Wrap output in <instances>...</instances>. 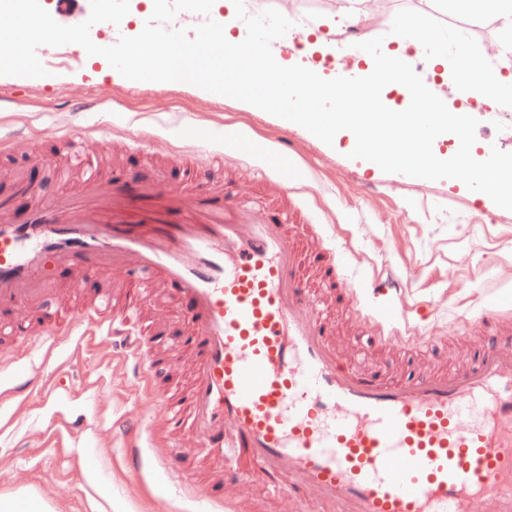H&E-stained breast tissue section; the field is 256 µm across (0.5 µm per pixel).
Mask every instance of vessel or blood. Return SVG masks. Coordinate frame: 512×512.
Masks as SVG:
<instances>
[{
    "instance_id": "1",
    "label": "vessel or blood",
    "mask_w": 512,
    "mask_h": 512,
    "mask_svg": "<svg viewBox=\"0 0 512 512\" xmlns=\"http://www.w3.org/2000/svg\"><path fill=\"white\" fill-rule=\"evenodd\" d=\"M15 186L0 200V323L52 346L96 326L163 410L164 447L206 449L235 471L211 493L225 512L254 465L271 494L311 512H512L511 302L463 318L486 338L465 365L389 377L337 346L324 308L366 306L321 226L296 241L284 204L255 218L222 188L188 197L121 168L48 199ZM104 270L126 288L120 305L99 292L65 327L42 317L46 295ZM363 285L394 302L374 343L422 359L402 281ZM168 302L186 323L171 360L188 363L185 387L153 381L164 328L147 307Z\"/></svg>"
}]
</instances>
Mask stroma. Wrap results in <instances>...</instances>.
<instances>
[{
  "instance_id": "35a3bbf8",
  "label": "stroma",
  "mask_w": 512,
  "mask_h": 512,
  "mask_svg": "<svg viewBox=\"0 0 512 512\" xmlns=\"http://www.w3.org/2000/svg\"><path fill=\"white\" fill-rule=\"evenodd\" d=\"M343 4L309 0L305 8L309 29L325 36L336 54L353 50L340 42L333 24ZM403 9L454 26L482 47L500 38L483 16L445 14L437 0H379L368 38L387 35ZM72 50L75 63L58 68L56 80L0 76V100L6 102L0 131L17 134L12 148L0 150V171L25 172L47 197L73 191L77 180H63L47 165L64 158L57 133L95 128L118 135L113 147L87 148L102 169L117 164L183 192L186 137L214 146L223 142L225 128H237L243 143L223 166L199 156L202 180L253 205L274 200L275 184H301L295 205L313 223L334 228L350 274L396 275L421 332L439 320L443 340L432 349L435 362L463 364L483 344L457 318L475 316L489 296L512 293V211L450 179L412 182L368 166L349 158L346 144L327 145L298 124L244 102L196 86L129 80L107 61H84L80 45ZM87 97L93 111H72V100ZM0 356L11 360L0 369V496L25 487L51 512H214L207 489L229 470L212 464L202 450L174 461L196 485L192 496L153 463L136 476L127 471L119 422L142 415L144 435H154L161 411L138 403L134 379L100 333L78 328L50 351L0 340ZM40 372L42 385L11 396L16 379Z\"/></svg>"
}]
</instances>
